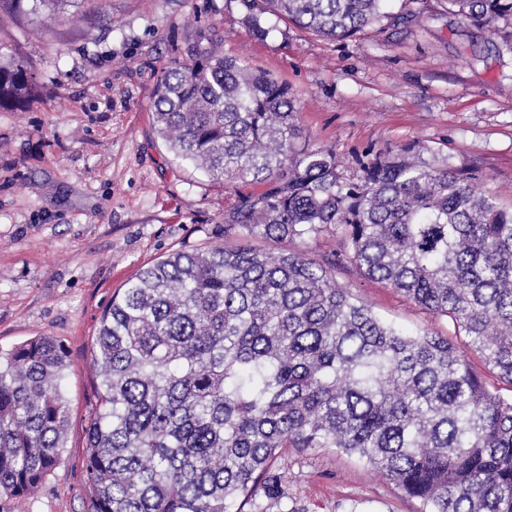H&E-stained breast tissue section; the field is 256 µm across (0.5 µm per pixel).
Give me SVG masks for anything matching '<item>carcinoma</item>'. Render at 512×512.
<instances>
[{
  "instance_id": "cac0c4a2",
  "label": "carcinoma",
  "mask_w": 512,
  "mask_h": 512,
  "mask_svg": "<svg viewBox=\"0 0 512 512\" xmlns=\"http://www.w3.org/2000/svg\"><path fill=\"white\" fill-rule=\"evenodd\" d=\"M71 0H0L29 15ZM385 0H240L327 39L353 37ZM497 30L512 0H448ZM36 86L0 64V107ZM154 115L177 156L227 188L236 244L178 251L105 309L94 342L99 406L86 429V512H243L280 495L281 448H337L423 512H512V207L422 146L378 154L346 179L303 136L288 85L239 57L202 54L157 78ZM340 239L319 260L296 241ZM283 244L280 251L256 247ZM350 264L454 326L464 346L382 321L336 280ZM65 349L38 336L0 354V493H32L65 447Z\"/></svg>"
}]
</instances>
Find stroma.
I'll return each instance as SVG.
<instances>
[{
  "mask_svg": "<svg viewBox=\"0 0 512 512\" xmlns=\"http://www.w3.org/2000/svg\"><path fill=\"white\" fill-rule=\"evenodd\" d=\"M69 21L0 11V63L27 62L38 86L0 108V351L37 336L69 352V427L59 465L0 512H85V428L98 403L93 346L114 294L143 268L224 239V212L249 186L225 188L177 159L153 122L158 76L208 50L241 56L286 82L314 146L344 177L378 153L423 144L476 171L512 204V24L463 21L448 0H388L361 34L327 40L266 16L254 39L238 0H96ZM383 319L454 335L401 294L336 271ZM282 497L262 512H421L419 500L335 448H286Z\"/></svg>",
  "mask_w": 512,
  "mask_h": 512,
  "instance_id": "35a3bbf8",
  "label": "stroma"
}]
</instances>
